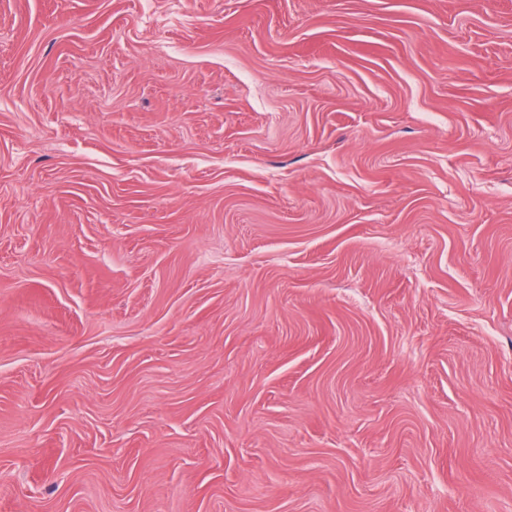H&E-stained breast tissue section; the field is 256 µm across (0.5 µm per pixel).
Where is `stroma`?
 <instances>
[{
	"mask_svg": "<svg viewBox=\"0 0 512 512\" xmlns=\"http://www.w3.org/2000/svg\"><path fill=\"white\" fill-rule=\"evenodd\" d=\"M0 512H512V0H0Z\"/></svg>",
	"mask_w": 512,
	"mask_h": 512,
	"instance_id": "35a3bbf8",
	"label": "stroma"
}]
</instances>
